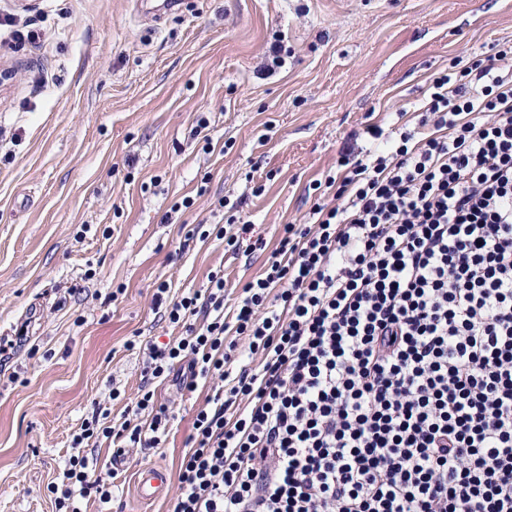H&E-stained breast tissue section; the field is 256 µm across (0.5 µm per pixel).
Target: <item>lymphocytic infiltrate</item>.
<instances>
[{"label": "lymphocytic infiltrate", "mask_w": 512, "mask_h": 512, "mask_svg": "<svg viewBox=\"0 0 512 512\" xmlns=\"http://www.w3.org/2000/svg\"><path fill=\"white\" fill-rule=\"evenodd\" d=\"M498 57L436 77L425 137L341 152L339 203L287 224L224 313V273L156 308L123 420H84L56 512L111 498L86 448L158 447L152 384L219 378L193 421L171 512H512V73ZM257 369L235 368L236 337Z\"/></svg>", "instance_id": "1"}]
</instances>
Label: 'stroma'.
<instances>
[{
	"mask_svg": "<svg viewBox=\"0 0 512 512\" xmlns=\"http://www.w3.org/2000/svg\"><path fill=\"white\" fill-rule=\"evenodd\" d=\"M0 512H54L70 439L93 410L120 423L139 392L142 353L168 341L153 306L224 271L233 310L308 187L336 170L366 126L414 125L431 77L512 44V0H0ZM36 20L39 41L12 50ZM285 64L263 71L272 43ZM205 130H198L199 119ZM212 150H204V143ZM194 204L176 210L184 197ZM241 200L267 248L233 255L193 236ZM168 406L161 448L125 451L109 502L83 512H169L196 411L195 391L154 384ZM120 399H113V391ZM164 469L162 497L133 480Z\"/></svg>",
	"mask_w": 512,
	"mask_h": 512,
	"instance_id": "35a3bbf8",
	"label": "stroma"
}]
</instances>
